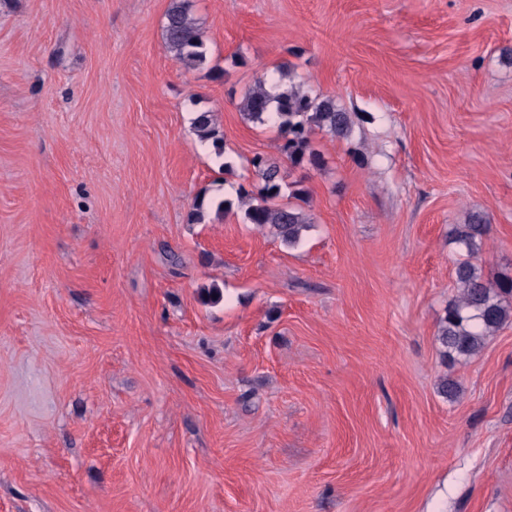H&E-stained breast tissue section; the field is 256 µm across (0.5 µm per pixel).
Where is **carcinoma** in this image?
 <instances>
[{
	"label": "carcinoma",
	"mask_w": 512,
	"mask_h": 512,
	"mask_svg": "<svg viewBox=\"0 0 512 512\" xmlns=\"http://www.w3.org/2000/svg\"><path fill=\"white\" fill-rule=\"evenodd\" d=\"M166 48L188 67L205 63L206 53L196 19L192 14V0H171L164 25ZM246 119L270 122L278 127L282 144L280 152L295 166L320 165V156L310 149V136L317 131L336 138H345L354 125L353 113L336 105L332 95H311L296 86H289L277 94L259 80L248 90L239 106ZM196 133L203 142H209L217 156H222V137L209 111L197 113L193 121ZM252 173L262 181L258 200L240 196L244 219L249 224L267 227L277 237L290 244L296 243L310 218L301 205L304 193L296 191L284 197L279 183V168L270 157L255 154L250 160ZM228 212L232 202L198 198L194 220H204L210 208ZM489 233V224L481 216L472 215L462 224L448 225V244L466 253V259L455 265L459 298L448 305L446 316L438 328L436 340L443 356L452 359L468 358L483 345L485 339L505 325L512 323V278L491 282L484 278L478 257Z\"/></svg>",
	"instance_id": "obj_1"
}]
</instances>
